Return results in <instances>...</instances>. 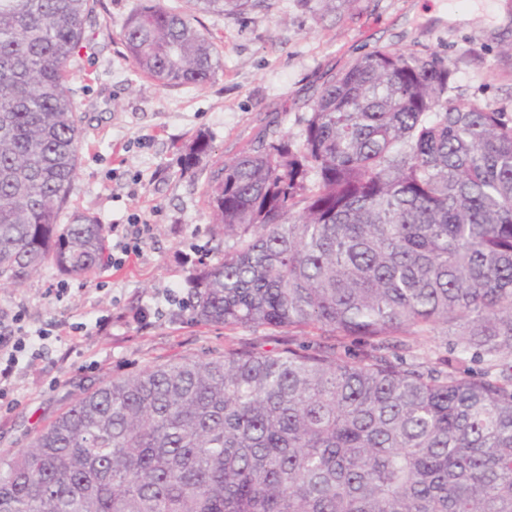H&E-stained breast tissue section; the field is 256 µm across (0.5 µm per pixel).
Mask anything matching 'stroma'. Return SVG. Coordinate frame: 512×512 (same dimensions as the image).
<instances>
[{
	"label": "stroma",
	"mask_w": 512,
	"mask_h": 512,
	"mask_svg": "<svg viewBox=\"0 0 512 512\" xmlns=\"http://www.w3.org/2000/svg\"><path fill=\"white\" fill-rule=\"evenodd\" d=\"M143 2L97 0L86 25L93 46L71 63L82 149L60 221L83 213L109 227L134 214L154 235L117 272L76 281L50 266L22 286L0 283V327L21 310L26 331L48 334L38 353L19 355L14 403L0 407L1 454L26 447L102 381L262 341L265 329L205 325L187 305L185 255L198 248L214 263L235 243L212 222L210 177L244 148L299 142L320 88L358 58L379 47L438 55L454 71L451 97L512 118V0H353L322 17L298 0H270L236 19L201 14L219 64L200 87L160 86L128 58L121 28ZM441 7L461 20L437 18ZM200 134L211 149L185 168ZM56 286L63 299L51 295Z\"/></svg>",
	"instance_id": "obj_1"
}]
</instances>
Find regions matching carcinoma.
Listing matches in <instances>:
<instances>
[{
  "label": "carcinoma",
  "mask_w": 512,
  "mask_h": 512,
  "mask_svg": "<svg viewBox=\"0 0 512 512\" xmlns=\"http://www.w3.org/2000/svg\"><path fill=\"white\" fill-rule=\"evenodd\" d=\"M96 2L0 0L1 282L105 262L95 217L58 222L81 147L70 63ZM120 36L161 86H203L218 63L161 0ZM452 75L376 49L324 84L300 143L210 179L237 242L195 274L196 320L316 349L271 335L98 386L0 454V512H512V121L456 103ZM209 150L198 136L184 164ZM440 329L448 355L407 363Z\"/></svg>",
  "instance_id": "1"
}]
</instances>
